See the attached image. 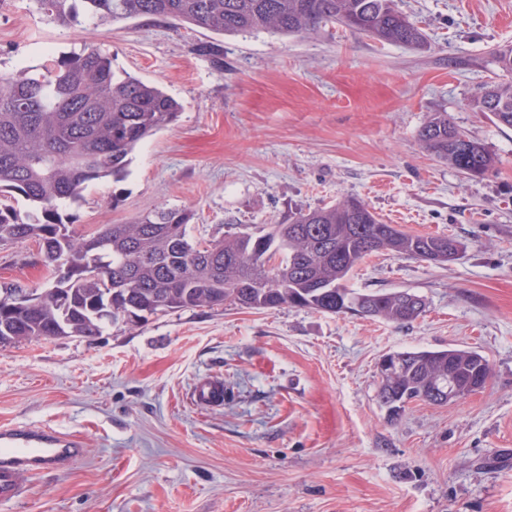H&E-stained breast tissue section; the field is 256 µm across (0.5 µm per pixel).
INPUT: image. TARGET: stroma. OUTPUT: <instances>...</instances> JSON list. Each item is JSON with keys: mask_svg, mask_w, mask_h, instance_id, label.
I'll return each mask as SVG.
<instances>
[{"mask_svg": "<svg viewBox=\"0 0 512 512\" xmlns=\"http://www.w3.org/2000/svg\"><path fill=\"white\" fill-rule=\"evenodd\" d=\"M395 2L427 49L329 23L225 36L219 70L198 27L63 28L0 0V71L87 43L182 106L124 180L86 189L77 231L164 207L191 210V235L209 240L353 195L383 223L464 246L447 264L376 254L355 269L350 288L425 300L405 325L228 303L0 347V426H49L86 448L65 472L22 474L24 497L0 512H512V129L470 104L504 79L492 51L512 46V0ZM439 112L493 154L483 176L420 140ZM37 258L30 240L0 248V283L42 287ZM448 348L487 356L485 389L390 419L381 357ZM210 375L223 404L193 408Z\"/></svg>", "mask_w": 512, "mask_h": 512, "instance_id": "obj_1", "label": "stroma"}]
</instances>
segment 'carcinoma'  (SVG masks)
Here are the masks:
<instances>
[{"instance_id":"cac0c4a2","label":"carcinoma","mask_w":512,"mask_h":512,"mask_svg":"<svg viewBox=\"0 0 512 512\" xmlns=\"http://www.w3.org/2000/svg\"><path fill=\"white\" fill-rule=\"evenodd\" d=\"M60 27H98L135 18L173 19L218 37L272 32L300 35L335 23L378 41L422 47L426 37L394 0H31ZM503 99L491 111L512 129V84L495 83L474 96ZM181 105L153 82L113 68L112 56L93 45L17 71L0 73V196L27 202L23 212L0 204V247L31 239L49 275L48 288L22 303L0 286V345L59 337L89 341L110 326H132L159 312L303 307L353 313L404 324L424 311V299L406 303L405 291L361 292L347 286L355 268L380 252L445 263L437 252L461 250L447 236L416 235L382 223L368 205L346 197L336 205L296 213L289 224L193 241L186 209L160 208L126 224H106L92 236L74 229L69 209L89 184L128 173L132 154L146 137L166 128ZM456 130L445 113L422 128L420 138L439 158L470 177L484 175L494 156L468 138L460 149L448 140ZM401 372L380 380L378 398L394 414L412 401L448 399L433 383L448 371L465 384L490 377L485 356L474 350H406L394 353Z\"/></svg>"}]
</instances>
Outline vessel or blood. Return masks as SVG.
I'll use <instances>...</instances> for the list:
<instances>
[{
  "instance_id": "obj_1",
  "label": "vessel or blood",
  "mask_w": 512,
  "mask_h": 512,
  "mask_svg": "<svg viewBox=\"0 0 512 512\" xmlns=\"http://www.w3.org/2000/svg\"><path fill=\"white\" fill-rule=\"evenodd\" d=\"M224 400L220 378H202L192 391V403L201 409L219 405ZM84 448L75 436L50 427L8 425L0 427V504L19 501L24 491L19 476L24 472L63 471Z\"/></svg>"
}]
</instances>
